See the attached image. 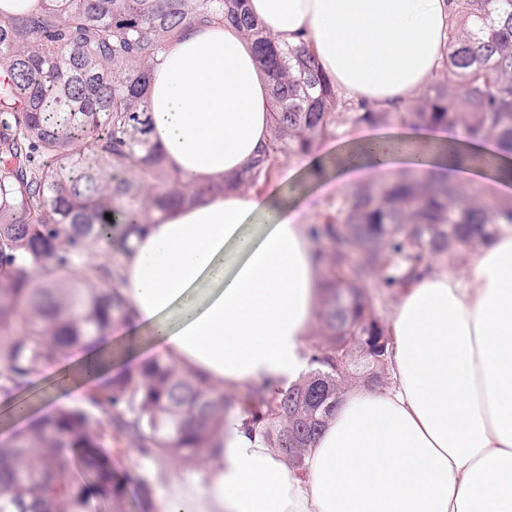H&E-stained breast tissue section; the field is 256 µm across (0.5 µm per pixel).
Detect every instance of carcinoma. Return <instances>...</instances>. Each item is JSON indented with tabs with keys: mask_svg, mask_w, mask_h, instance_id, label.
Listing matches in <instances>:
<instances>
[{
	"mask_svg": "<svg viewBox=\"0 0 512 512\" xmlns=\"http://www.w3.org/2000/svg\"><path fill=\"white\" fill-rule=\"evenodd\" d=\"M244 2L46 0L42 12L23 19L0 15L4 392L68 359L123 312L124 299L104 285L111 267L75 275L88 244L105 240L122 254L127 236H113L114 225L129 214L147 224L192 195L151 142L147 95L164 46L194 28L235 24L275 78L270 142L241 188L269 179L281 158L314 151L344 126L460 125L472 141L512 149V0H454L466 26L424 93L402 109L341 99L307 43L272 44ZM500 224H512L511 200L410 175L354 184L342 204H328L312 229L328 280L309 370L239 400L247 433L300 468L336 395L386 378L391 339L368 283L391 288L430 257L453 261L459 247L484 243ZM230 406L162 360L118 373L85 404L33 422L0 449V512H92L95 499L119 508L130 484L148 512L156 457L197 462L214 447ZM288 446L296 449L291 458ZM128 447L142 460L136 475L115 466Z\"/></svg>",
	"mask_w": 512,
	"mask_h": 512,
	"instance_id": "cac0c4a2",
	"label": "carcinoma"
}]
</instances>
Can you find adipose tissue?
Here are the masks:
<instances>
[{
  "instance_id": "1",
  "label": "adipose tissue",
  "mask_w": 512,
  "mask_h": 512,
  "mask_svg": "<svg viewBox=\"0 0 512 512\" xmlns=\"http://www.w3.org/2000/svg\"><path fill=\"white\" fill-rule=\"evenodd\" d=\"M277 44L307 42L348 99L406 106L431 82L454 25L450 0H247ZM272 79L231 25L172 41L152 72L151 140L192 201L131 234L112 286L124 315L56 373L46 412L86 398L112 374L155 359L216 395L276 387L306 370V340L324 289L303 200L278 183L227 190L266 147ZM461 128H362L292 173L315 186L410 168L431 181L482 182L512 197V154L476 152L505 176L459 167L443 145ZM388 325L392 383L344 393L295 474L224 416L217 448L193 472L166 458L153 512H512V226L501 225L462 274L419 270L398 287Z\"/></svg>"
}]
</instances>
